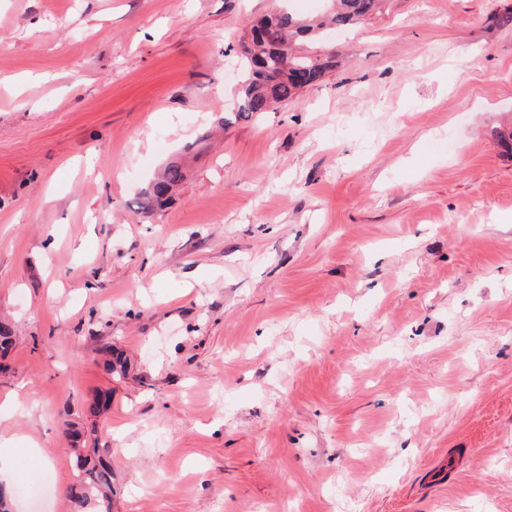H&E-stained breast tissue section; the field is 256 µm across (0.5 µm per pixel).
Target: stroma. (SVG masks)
<instances>
[{
  "label": "stroma",
  "mask_w": 512,
  "mask_h": 512,
  "mask_svg": "<svg viewBox=\"0 0 512 512\" xmlns=\"http://www.w3.org/2000/svg\"><path fill=\"white\" fill-rule=\"evenodd\" d=\"M282 2L327 8L0 0L12 512H73L78 418L111 512H512V0H386L232 119L228 49ZM185 178V171L180 163L171 162L165 165L155 182L144 191L141 199L142 209L164 207L170 200L171 191Z\"/></svg>",
  "instance_id": "stroma-1"
}]
</instances>
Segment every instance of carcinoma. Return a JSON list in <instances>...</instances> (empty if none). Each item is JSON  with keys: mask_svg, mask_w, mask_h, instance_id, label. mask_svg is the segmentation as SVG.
<instances>
[{"mask_svg": "<svg viewBox=\"0 0 512 512\" xmlns=\"http://www.w3.org/2000/svg\"><path fill=\"white\" fill-rule=\"evenodd\" d=\"M333 8L322 19L302 21L286 10L271 12L256 21L237 42L236 55L243 69L236 117L249 119L292 100L306 86L320 83L336 67L330 54H304L297 47L326 26L347 27L381 12L385 0H332ZM185 178L181 164L165 165L155 182L144 191L141 208L164 207L171 191ZM101 356L111 373L125 374L128 365L108 345ZM67 434L76 460L74 504L76 512H110L112 467L97 448H85V430L67 423Z\"/></svg>", "mask_w": 512, "mask_h": 512, "instance_id": "1", "label": "carcinoma"}]
</instances>
